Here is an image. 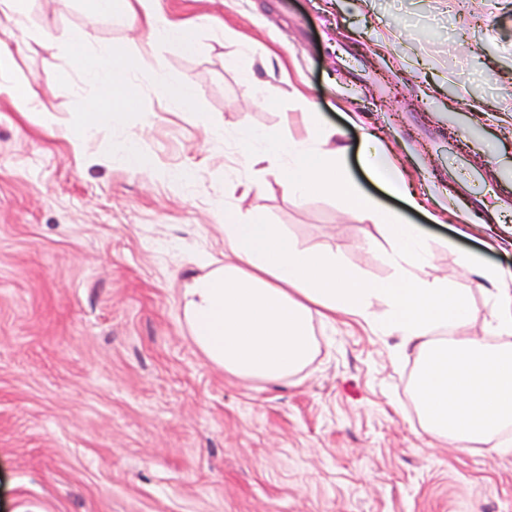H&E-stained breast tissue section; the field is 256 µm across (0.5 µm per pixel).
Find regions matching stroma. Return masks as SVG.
Wrapping results in <instances>:
<instances>
[{
  "instance_id": "obj_1",
  "label": "stroma",
  "mask_w": 512,
  "mask_h": 512,
  "mask_svg": "<svg viewBox=\"0 0 512 512\" xmlns=\"http://www.w3.org/2000/svg\"><path fill=\"white\" fill-rule=\"evenodd\" d=\"M26 2L0 45L10 83L34 85L56 123L0 93V512H512V453L422 430L416 354L397 357L398 337L314 323V360L272 384L212 364L179 306L188 275L223 263L229 220L336 251L369 285L396 279L381 227L333 195L296 201L283 164L241 163L237 133L303 141L318 120L339 130L362 192L427 239L430 276L468 293L457 335L482 330L494 300L460 255L512 274V238L449 203L443 176L462 152L512 194V0H168L176 19L210 18L190 53L121 11ZM82 33L116 48L114 68L189 79L192 106L118 88L123 120L75 147L71 124L89 109L70 65ZM368 132L420 209L367 177ZM131 139L149 167L103 156Z\"/></svg>"
}]
</instances>
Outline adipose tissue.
Here are the masks:
<instances>
[{"label": "adipose tissue", "mask_w": 512, "mask_h": 512, "mask_svg": "<svg viewBox=\"0 0 512 512\" xmlns=\"http://www.w3.org/2000/svg\"><path fill=\"white\" fill-rule=\"evenodd\" d=\"M87 9L109 15L139 8L150 38L180 52L194 48V28L170 19L161 0H86ZM112 46L75 56L91 104L110 94L121 79L112 68ZM158 93L166 108H190L196 89L184 78L153 67L137 73ZM335 128L315 123L307 140L294 141L275 130L238 135L245 167L287 160L285 188L303 200L322 191L344 200L363 220L383 226L391 241L387 261L398 279L381 288L361 287L359 279L331 250L304 247L275 224H228L224 227V266L219 278L200 275L186 283L180 298L192 339L204 356L228 374L276 383L303 370L314 358L313 320L335 324L338 315L380 322L398 334L401 349L417 355L413 394L422 429L433 436L507 452L502 431L512 425V287L505 273L471 266L479 291L495 306L485 332L442 335V328L463 326L473 312L466 294L428 276L426 239L404 213L390 210L364 194L340 157ZM362 159L368 171L408 207L417 201L402 176L372 140ZM382 312H374L375 303Z\"/></svg>", "instance_id": "ef3b65f1"}]
</instances>
